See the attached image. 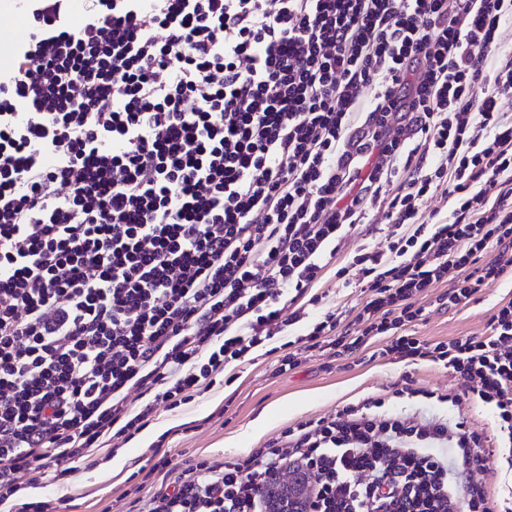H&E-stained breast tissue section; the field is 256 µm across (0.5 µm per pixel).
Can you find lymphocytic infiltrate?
Here are the masks:
<instances>
[{
    "label": "lymphocytic infiltrate",
    "instance_id": "f902f5d3",
    "mask_svg": "<svg viewBox=\"0 0 512 512\" xmlns=\"http://www.w3.org/2000/svg\"><path fill=\"white\" fill-rule=\"evenodd\" d=\"M22 7L0 73V504L55 512L24 494L46 468L66 482L307 318L376 208L383 247L336 271L366 290L356 335L325 313L279 369L381 337L462 391L407 380L221 464L160 453L137 512H270L288 474L300 512H512L483 479L512 447V300L481 336L410 331L430 288L464 306L512 266V0H83L77 25L70 0ZM394 397L482 404L496 436ZM28 38L29 30L23 22L13 20L9 23H0L1 47H15L26 42Z\"/></svg>",
    "mask_w": 512,
    "mask_h": 512
}]
</instances>
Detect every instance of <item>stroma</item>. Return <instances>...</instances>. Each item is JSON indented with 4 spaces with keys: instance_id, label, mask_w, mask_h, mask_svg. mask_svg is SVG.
<instances>
[{
    "instance_id": "stroma-1",
    "label": "stroma",
    "mask_w": 512,
    "mask_h": 512,
    "mask_svg": "<svg viewBox=\"0 0 512 512\" xmlns=\"http://www.w3.org/2000/svg\"><path fill=\"white\" fill-rule=\"evenodd\" d=\"M313 290L322 297L319 305L294 326L293 335L306 334L324 313L347 311L361 298L360 287L338 284L334 268H326ZM431 289L423 300L425 313L414 327L422 340L435 342L485 333L498 305L512 299V271L486 283L466 306L444 309ZM278 353L258 348L246 361L232 367V383H217L174 409L157 407L147 425L151 441L134 436L119 450L100 451L92 467H80L67 482L45 479L39 496L53 500L57 512H121L128 494L138 482L132 477L159 444L176 462L206 458L222 463L248 455L288 426L329 415L364 397L391 389L403 376L417 386L460 391L452 371L422 362L407 365L362 350L355 358L336 359L310 351L295 369L277 370Z\"/></svg>"
}]
</instances>
